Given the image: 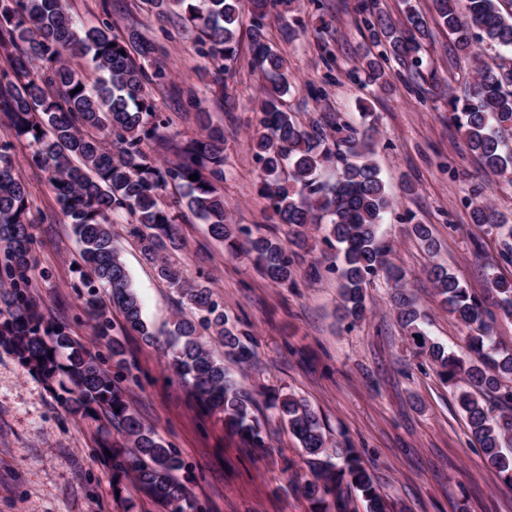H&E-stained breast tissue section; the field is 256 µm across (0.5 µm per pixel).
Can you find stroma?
Wrapping results in <instances>:
<instances>
[{
    "label": "stroma",
    "instance_id": "35a3bbf8",
    "mask_svg": "<svg viewBox=\"0 0 512 512\" xmlns=\"http://www.w3.org/2000/svg\"><path fill=\"white\" fill-rule=\"evenodd\" d=\"M356 2L294 0L291 10L271 16L268 39L287 59L293 84L285 103L303 124L329 116L371 140L372 159L395 200L382 219L381 240L406 274L425 315L424 330L465 357L466 332L442 309L428 268L444 265L491 307L497 295L489 270L512 280V263L499 257L500 238L473 224L470 204L473 187L482 186L486 202L512 224V187L484 168L448 120V95L473 73L475 62L454 52L447 30L433 23L432 0H413L430 22L419 55L432 81L416 92L410 73L391 61L384 65L388 91L375 92L365 79L371 41ZM64 7L82 28L107 20L115 33L135 29L161 46L171 86L156 92L154 101L170 117L175 143L198 137L196 112H209L224 127L221 190L233 220L251 228L264 223L267 202L257 192L261 165L249 139L263 78L251 66L248 32L240 34L238 60L218 95L210 78L202 77L205 60L176 15L158 16L143 0H64ZM188 89L195 90L200 109L187 106ZM363 109L372 113V127L362 126ZM29 152L23 143L16 149L19 175L34 202L33 248L39 265L53 273L51 281L38 282L35 293L45 313L90 346L87 316L68 286L77 244L44 174L27 164ZM418 223L430 225L436 253L411 238L410 228ZM114 230L144 319L166 329L176 312L174 293L123 235L122 225ZM179 231L187 248L177 260L185 273L212 277L225 310L257 340L254 363L232 371L258 401L278 390L304 398L330 440L356 450L400 512H512V489L484 461L452 392L428 362L414 356L384 277L371 279L369 313L352 324L336 315L335 251L322 233H312L299 250L292 284L278 286L253 262L230 257L195 218L185 217ZM313 265L320 270L315 279L309 276ZM123 342L138 378L129 400L190 467L203 512H309L296 491L309 471L287 425L269 416L267 448L245 450L191 399L163 347L135 334ZM284 455L293 462L291 471L282 469ZM124 495L121 501L114 497L112 473L97 456L88 425L0 347V512H160L133 488Z\"/></svg>",
    "mask_w": 512,
    "mask_h": 512
}]
</instances>
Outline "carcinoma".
I'll return each mask as SVG.
<instances>
[{
    "label": "carcinoma",
    "mask_w": 512,
    "mask_h": 512,
    "mask_svg": "<svg viewBox=\"0 0 512 512\" xmlns=\"http://www.w3.org/2000/svg\"><path fill=\"white\" fill-rule=\"evenodd\" d=\"M159 10L180 12L196 33L197 50L214 66L215 84L238 59L240 0H152ZM251 64L270 83L260 102L251 144L261 163L258 192L269 203L268 224H286L305 238L325 228L324 240L336 245L341 280L340 318L352 323L367 313L365 289L382 275L391 281L394 311L407 329L414 353L425 358L439 379L456 392L470 433L485 461L512 488V352L492 336V314L448 269L434 265L441 306L468 330L476 360L446 351L420 328L421 313L406 292V275L379 242L383 214L393 206L371 161V144L349 125L298 123L284 109L290 90L286 59L266 38L273 10L294 0H249ZM408 26L401 30L378 14L364 19L378 57L366 62L370 81L386 89L380 60H394L420 74L425 18L404 0ZM436 22L454 38V48L477 61L461 92L448 97V119L483 164L512 184V13L500 0H433ZM0 115L11 137L0 138V347L12 352L30 373L49 387L71 415L106 431L99 455L112 468L116 488L132 480L135 490L164 512H197L176 450L146 424L127 398L123 372L126 351L118 332H135L152 345L146 324L116 244L112 217H130L128 233L144 261L177 296L180 310L172 321L166 358L175 375L205 411L238 436L248 448L267 447L268 434L256 411L255 396L235 379L225 361L248 365L257 342L250 330L224 310L210 278L189 279L173 263L184 248L177 227L182 210L207 225L224 242L228 255L253 256L262 274L286 286L293 281V252L271 235L230 221L224 194V129L210 122L202 135L162 164L155 152L167 149L170 118L155 110L148 86L167 79L156 45L133 31L124 39L112 24L77 29L63 0H0ZM98 76L92 92L87 74ZM79 92L72 93V90ZM26 142L30 165L45 174L56 202L79 244L70 287L82 300L93 335L108 355L92 351L62 323L46 317L34 295L38 280L50 272L33 255L32 200L16 168V143ZM336 163V178L324 181L320 170ZM196 174L192 181L189 175ZM473 223L503 239L501 258L512 263V225L472 188ZM412 235L428 251L435 240L427 224ZM500 314L512 318V281H491ZM122 317L116 329L113 314ZM268 407L288 423L311 477L301 482L310 512H349L351 493L361 496L365 512H391L373 473L354 449L329 446L325 429L309 404L293 394H272ZM111 455H106L105 451Z\"/></svg>",
    "instance_id": "carcinoma-1"
}]
</instances>
